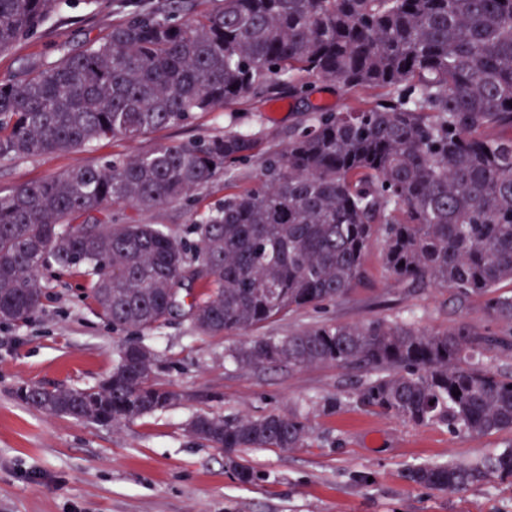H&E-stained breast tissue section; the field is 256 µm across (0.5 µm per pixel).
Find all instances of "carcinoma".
<instances>
[{
	"mask_svg": "<svg viewBox=\"0 0 512 512\" xmlns=\"http://www.w3.org/2000/svg\"><path fill=\"white\" fill-rule=\"evenodd\" d=\"M59 0H0V52ZM379 89L344 112L312 105L284 152L263 157L254 184L224 197L180 235L155 224H111L114 203L149 210L179 201L256 156L241 132L114 158L100 167L0 195V323L43 306L38 273L83 268L116 331H146L181 312L205 336L245 333L287 312L346 298L383 240L387 271L418 286L477 299L512 328V0H213L196 13L166 0L67 50L41 70L0 81V158L137 139L200 112L293 96L309 80ZM201 281L198 294L184 281ZM512 353V331L460 322L425 331L376 318L323 322L236 348L243 368L334 365L370 373L359 405L456 436L512 431V376L482 364ZM112 373L90 388L21 385L22 403L53 415L119 425L176 406L154 383L157 356L123 339ZM461 395L454 396L452 392ZM188 432L228 455L244 484V448H307L301 415L199 414ZM405 478L458 491L512 481V445L470 465L424 464Z\"/></svg>",
	"mask_w": 512,
	"mask_h": 512,
	"instance_id": "carcinoma-1",
	"label": "carcinoma"
}]
</instances>
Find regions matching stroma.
<instances>
[{"label": "stroma", "mask_w": 512, "mask_h": 512, "mask_svg": "<svg viewBox=\"0 0 512 512\" xmlns=\"http://www.w3.org/2000/svg\"><path fill=\"white\" fill-rule=\"evenodd\" d=\"M164 0H62L28 36L0 52V80L55 61L66 49L107 38L113 25ZM373 91L336 89L316 82L307 100L275 89L203 112L190 124L135 140L109 138L77 151L0 159V194L58 176L74 167H98L116 156L250 133L261 155L279 153L307 117V104L332 111L368 101ZM259 158L234 167L186 199L150 210L127 204L109 209L113 223L156 224L179 233L198 215L249 186ZM370 277L349 298L324 309L288 313L244 334L202 336L180 316L140 334L158 357L155 380L179 392L180 404L112 427L47 414L15 397L23 384L92 387L108 376L120 339L90 296L85 271L43 269L41 312L26 323H0V512H512V484L499 480L458 492L426 489L404 477L406 468L453 461L469 464L512 444V431L457 437L440 424L416 426L361 407L350 398L354 373L332 365L247 370L230 357L259 336H285L322 321H406L426 330L465 321L496 330L479 301L459 305L445 289L396 280L382 262L381 244L366 257ZM339 397L335 412L323 402ZM257 417L270 412L306 416L314 430L307 448H251L240 456L257 472L240 483L224 452L185 431L196 414Z\"/></svg>", "instance_id": "obj_1"}]
</instances>
